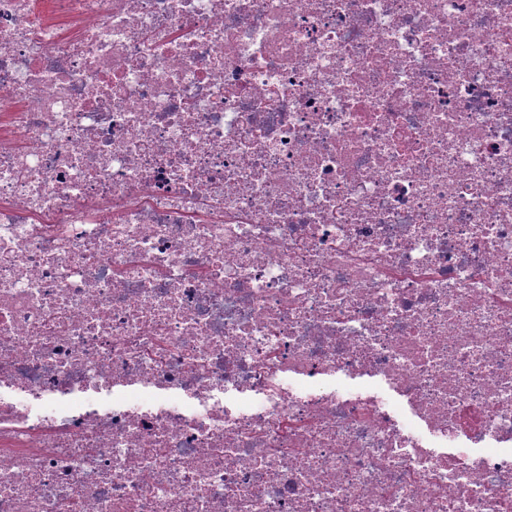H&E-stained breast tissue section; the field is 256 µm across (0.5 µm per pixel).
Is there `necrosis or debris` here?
I'll return each mask as SVG.
<instances>
[{
    "mask_svg": "<svg viewBox=\"0 0 512 512\" xmlns=\"http://www.w3.org/2000/svg\"><path fill=\"white\" fill-rule=\"evenodd\" d=\"M0 512H512V0H0Z\"/></svg>",
    "mask_w": 512,
    "mask_h": 512,
    "instance_id": "necrosis-or-debris-1",
    "label": "necrosis or debris"
}]
</instances>
